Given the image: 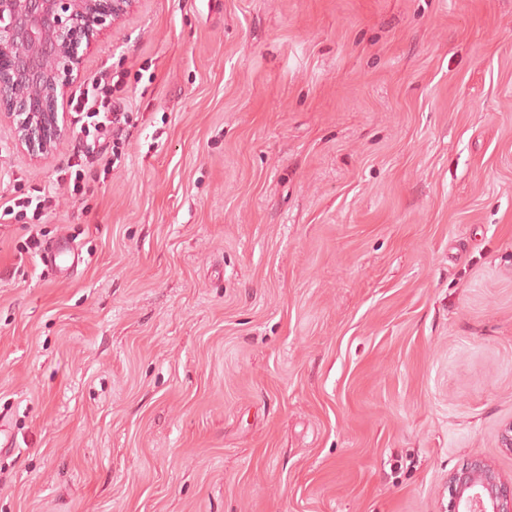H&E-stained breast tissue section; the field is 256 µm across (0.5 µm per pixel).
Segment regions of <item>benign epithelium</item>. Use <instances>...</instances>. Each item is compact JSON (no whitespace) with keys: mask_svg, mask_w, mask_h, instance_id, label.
Instances as JSON below:
<instances>
[{"mask_svg":"<svg viewBox=\"0 0 512 512\" xmlns=\"http://www.w3.org/2000/svg\"><path fill=\"white\" fill-rule=\"evenodd\" d=\"M135 0H0V122L33 156L71 137L58 96L79 64V48L119 21ZM448 512H512V483L473 460L448 476Z\"/></svg>","mask_w":512,"mask_h":512,"instance_id":"benign-epithelium-1","label":"benign epithelium"}]
</instances>
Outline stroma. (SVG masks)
<instances>
[{"instance_id":"stroma-1","label":"stroma","mask_w":512,"mask_h":512,"mask_svg":"<svg viewBox=\"0 0 512 512\" xmlns=\"http://www.w3.org/2000/svg\"><path fill=\"white\" fill-rule=\"evenodd\" d=\"M111 173L0 126V512H448L512 480V0H135ZM84 262L50 277L31 240ZM0 223L10 224L13 221L21 222L25 224L34 223L40 221L43 217V211L50 208L53 205L55 196L50 192L44 194L42 197L36 198L35 205L33 207V198L21 193L5 201H2L0 197ZM512 482L487 463L473 460L448 476V512H511Z\"/></svg>"}]
</instances>
